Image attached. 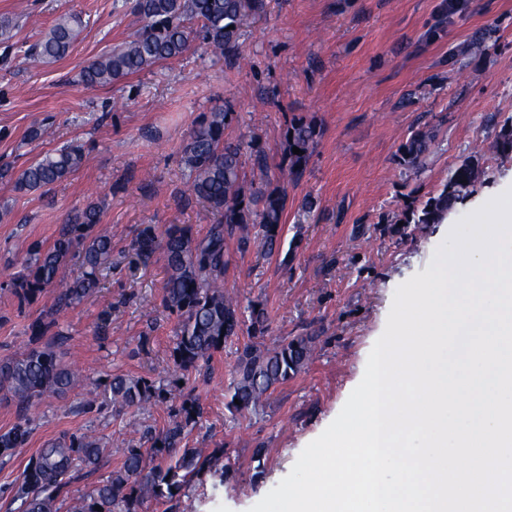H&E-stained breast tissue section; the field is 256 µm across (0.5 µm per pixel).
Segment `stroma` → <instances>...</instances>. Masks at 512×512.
Here are the masks:
<instances>
[{
	"label": "stroma",
	"instance_id": "35a3bbf8",
	"mask_svg": "<svg viewBox=\"0 0 512 512\" xmlns=\"http://www.w3.org/2000/svg\"><path fill=\"white\" fill-rule=\"evenodd\" d=\"M130 2L0 0V360L24 350L28 325L53 311L65 333L63 360L82 377L24 415L0 392V433L22 417L31 428L24 447L0 454V512H21L16 492L42 448L86 435L103 450L98 466L61 477L55 503L69 512L111 478L145 427L176 421L178 402L115 407L94 383L115 373L163 382L174 372L178 318L163 303L164 261L141 263L132 245L149 224L202 234L216 223L189 192L181 161L204 114L224 111L225 139L264 151L271 186L288 196L283 236L301 238L288 261L230 244L224 288L241 306L265 305L266 346L310 333L317 341L305 371L244 416L227 411L224 395L248 331L202 366L203 415L187 445L223 449L231 474L221 485L195 479L176 512H249L277 486L339 414L385 330L397 287L426 271L460 218L512 188V154L494 148L512 116V0H263L235 56L216 57L196 43L179 59L87 90L83 68L142 25ZM69 14L82 20L69 55L33 59L32 48ZM478 31L487 35L486 52L461 55ZM296 117L315 120L320 135L303 176L286 182L284 132ZM418 130L435 138L414 171L401 157ZM71 141L85 148L83 168L45 192L15 190L30 163ZM470 156L485 171L471 196L442 223L392 232ZM92 201L104 202L102 223L112 231V267L98 292L61 312L52 288L20 303L13 279L24 244H50L67 216Z\"/></svg>",
	"mask_w": 512,
	"mask_h": 512
}]
</instances>
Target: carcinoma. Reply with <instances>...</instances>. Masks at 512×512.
Listing matches in <instances>:
<instances>
[{
    "mask_svg": "<svg viewBox=\"0 0 512 512\" xmlns=\"http://www.w3.org/2000/svg\"><path fill=\"white\" fill-rule=\"evenodd\" d=\"M262 6L261 0H133L132 9L143 20L142 28L112 51L92 61L82 70L81 81L88 89L106 86L155 65L183 56L195 37L215 56H231L239 47L244 27ZM200 23L195 30L192 24ZM81 28L77 16H66L50 29L33 48L32 56L42 61L64 57ZM225 113H209L189 133L182 149V162L188 172L190 191L205 202L222 221L212 224L202 236L189 226L171 225L157 231L146 226L134 242L143 264L160 254L166 265L165 306L181 324L172 348L182 373L212 359L226 342L237 336L244 322L252 335H262L269 324L264 305L248 306V320L237 300L224 293L227 241L236 240L246 250L255 245L272 254L280 250L286 194L269 187L268 164L264 152L253 149L244 155L239 144L224 139ZM288 178L299 179L314 153L319 139L315 121L298 118L287 127ZM433 135L415 132L406 143L403 162L419 167L428 152ZM297 147L301 153L295 154ZM496 151L512 153V116L504 121L494 143ZM86 152L72 142L32 162L23 170L15 189L37 191L67 180L82 168ZM251 164L258 180L246 182L244 167ZM479 180L477 165L467 160L453 169L442 189L412 209L407 224H438L457 202L468 198ZM102 208L88 203L59 229L49 246L35 241L28 246L25 265L15 284L22 302L34 301L46 288H58L56 305L70 307L83 302L99 288V273L110 264L112 237L98 228ZM81 251L80 271L65 280L63 268L76 251ZM29 346L16 356L0 361V391L20 407L44 396H61L79 382L78 375L63 361L56 319L47 315L28 326ZM50 340L45 342L43 337ZM314 336H297L271 349L246 344L238 351L231 371L226 408L232 414L254 411L279 386L297 376L308 364ZM179 389L173 380L166 387L142 377L114 374L103 394L112 406L132 407L163 402ZM239 403H234V400ZM203 414L199 399H185L178 409L180 419L155 432L145 429L140 446L126 449L120 468L111 480L73 506V512H139L144 500H173L193 477L204 473L224 482L229 468L220 463L223 450L206 454L199 448H186L183 442ZM26 420L0 434V451L22 447L28 438ZM101 457L99 443L86 436H74L63 446L41 452L28 467L19 492L24 512H57L51 489L73 465L95 466ZM100 510H95V507Z\"/></svg>",
    "mask_w": 512,
    "mask_h": 512,
    "instance_id": "1",
    "label": "carcinoma"
}]
</instances>
